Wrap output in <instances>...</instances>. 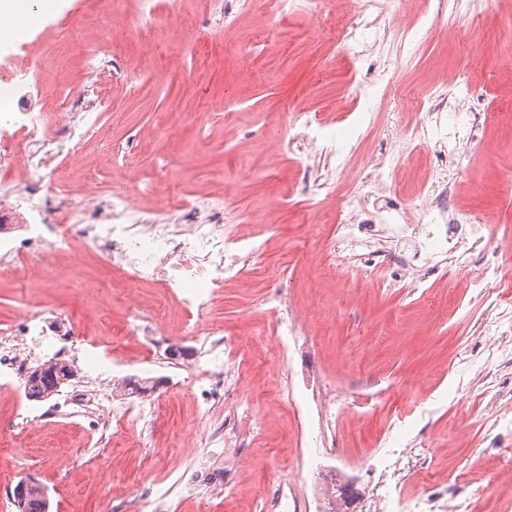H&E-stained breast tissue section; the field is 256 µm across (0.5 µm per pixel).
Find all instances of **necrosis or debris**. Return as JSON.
<instances>
[{"instance_id": "obj_1", "label": "necrosis or debris", "mask_w": 512, "mask_h": 512, "mask_svg": "<svg viewBox=\"0 0 512 512\" xmlns=\"http://www.w3.org/2000/svg\"><path fill=\"white\" fill-rule=\"evenodd\" d=\"M122 29L137 40L163 47L171 66H178L190 40L179 6L164 22L145 11L126 14ZM114 27L104 23L90 33L79 26L62 31L47 25L37 42L53 47L67 41L79 52L86 73L112 68ZM26 78L8 76L0 86V272L48 271L57 254H94L121 270L131 286L149 285L178 298L183 307L203 314L227 282L261 269L262 248L230 247L224 237V195H183L170 174L180 160L161 157L158 167L168 179L147 176L135 155L113 151L112 166L127 174L128 184L100 187L95 173L73 184L47 159L61 156L81 162L88 146L103 132L102 114L111 99L86 100L76 83L52 89L50 111L25 104ZM427 196L435 210L426 224H384L381 232L410 243L413 254L397 258L412 269L448 252L485 250L489 221L481 213L448 210L447 180H434ZM23 223L21 238L7 236L8 226ZM196 359L183 386L194 393L224 390V338L195 322L189 332Z\"/></svg>"}]
</instances>
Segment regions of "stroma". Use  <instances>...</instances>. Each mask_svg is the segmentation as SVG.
<instances>
[{"instance_id":"35a3bbf8","label":"stroma","mask_w":512,"mask_h":512,"mask_svg":"<svg viewBox=\"0 0 512 512\" xmlns=\"http://www.w3.org/2000/svg\"><path fill=\"white\" fill-rule=\"evenodd\" d=\"M189 28L217 31L224 54L199 44L183 74L129 39L114 41L116 59L152 77L130 87L112 80L119 113H106L116 147H134L144 168L157 154L186 159L181 187L223 190L224 233L265 245V274L225 286L205 315L233 340L248 341L231 365L233 381L218 400L170 385L184 358L157 363L156 351L188 346L183 331L194 316L153 288L133 289L136 304L160 307L167 335L130 332L131 309L96 305L120 283L121 273L93 255L74 278L68 256L45 277L0 275V321L16 318L32 302L68 315L66 334L52 350L32 353L33 365L59 359L73 366L74 384L94 377L114 402L127 377L163 379L150 394L160 404L151 433L127 427L116 446L100 449L80 415H56L52 400H27L0 381V488L31 478L50 512H264L254 487L283 489L286 512H318V494L335 482L360 499L403 512L423 493L438 502L467 498L473 512H512V302L495 301L468 285L478 253L450 255L422 270L430 293L392 263L382 284L321 277L312 265L330 231L316 232L301 214L344 198L346 214L363 222L379 207L409 222L420 219L422 183L445 175L457 210L490 219V245L504 253L512 277V0H379L382 18L357 30V47L343 48L322 18L341 26L354 19L346 0H290L286 23L242 0H181ZM25 26L9 29L0 12V42L17 50L16 62H36L49 80L84 81L76 50L33 48L50 21L95 30L99 18L84 0H59L50 12L32 10ZM390 72L401 94L382 93L366 104L349 88ZM452 93V115L400 163L391 157L414 122L417 94ZM234 111L226 121L217 106ZM319 113L344 146L347 173L335 171L322 139L292 142L271 152L272 131L287 128L293 112ZM374 120L357 128L359 113ZM487 119L474 131L477 151L458 138L470 113ZM208 114L200 125V114ZM374 173L372 199L358 197L355 176ZM284 205H277V198ZM289 294L304 323L298 336L274 335L275 318L261 306L270 293ZM103 334L106 344L92 343ZM117 349L104 368L106 345ZM234 412L244 461L229 479L218 478L224 451L209 444L207 424ZM210 463L201 468L199 456Z\"/></svg>"}]
</instances>
